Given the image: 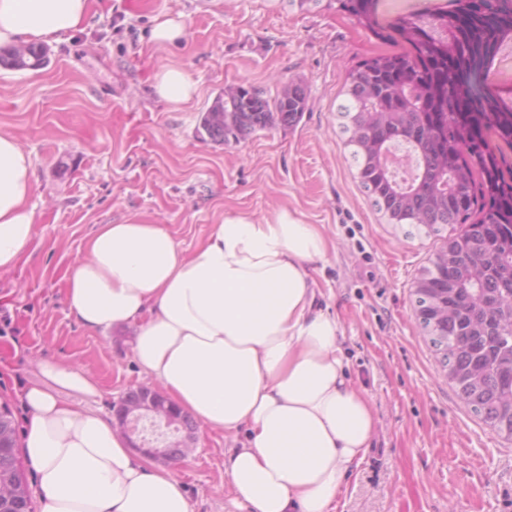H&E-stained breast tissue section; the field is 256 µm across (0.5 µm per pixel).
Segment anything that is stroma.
Returning <instances> with one entry per match:
<instances>
[{
  "label": "stroma",
  "mask_w": 512,
  "mask_h": 512,
  "mask_svg": "<svg viewBox=\"0 0 512 512\" xmlns=\"http://www.w3.org/2000/svg\"><path fill=\"white\" fill-rule=\"evenodd\" d=\"M178 14L183 44L150 42L155 23ZM47 49L45 67H0V130L36 172V239L0 272V403L16 421L42 361L93 374L100 394L89 404L108 416L121 395L152 382L131 331L86 330L64 303V275L98 225L143 216L190 253L224 215L261 219L285 207L328 242L327 262L312 267L317 301L336 314L349 374L378 419L334 512H512V441L459 400L417 316V280L452 228L385 223L340 132L348 70L390 44L336 11L300 13L287 0H93L83 29ZM163 62L195 82L191 102L154 93ZM291 80L308 92L292 128L237 143L202 135L201 117L225 87L272 97ZM195 436L171 465L195 512H238L224 475L232 440L203 426Z\"/></svg>",
  "instance_id": "stroma-1"
}]
</instances>
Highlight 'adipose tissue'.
Instances as JSON below:
<instances>
[{"instance_id": "1", "label": "adipose tissue", "mask_w": 512, "mask_h": 512, "mask_svg": "<svg viewBox=\"0 0 512 512\" xmlns=\"http://www.w3.org/2000/svg\"><path fill=\"white\" fill-rule=\"evenodd\" d=\"M91 0H0V48L50 43L86 24ZM159 98L197 92L181 68L155 69ZM35 168L0 131V271L36 237ZM70 267L65 303L91 331L131 326L141 370L204 426L234 440L224 471L242 512H330L371 446L377 417L348 374L335 314L316 303L311 265L328 243L288 209L224 217L192 253L150 219L99 225ZM21 394L25 450L42 512H194L168 468L129 448L84 406L97 381L41 363Z\"/></svg>"}]
</instances>
